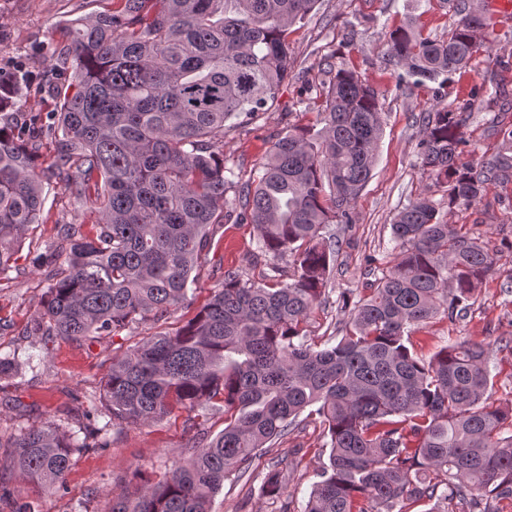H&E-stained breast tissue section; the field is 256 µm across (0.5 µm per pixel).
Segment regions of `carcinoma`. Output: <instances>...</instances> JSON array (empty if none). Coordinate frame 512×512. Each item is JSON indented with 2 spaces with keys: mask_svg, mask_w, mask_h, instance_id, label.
I'll list each match as a JSON object with an SVG mask.
<instances>
[{
  "mask_svg": "<svg viewBox=\"0 0 512 512\" xmlns=\"http://www.w3.org/2000/svg\"><path fill=\"white\" fill-rule=\"evenodd\" d=\"M317 3L113 0L112 10L65 25L57 64L40 75L56 90L55 111H9L23 77L0 79V275L16 269L22 241L43 223V177L98 212L89 232L56 225L39 256L53 283L23 335L81 344L160 321L187 302L230 191L258 251L292 268L264 284L225 271L186 323L112 355L99 401L76 397V411H66L78 432L52 422L14 438L13 466L42 489L65 488L73 455L106 447L111 429L220 402L221 432L198 431L189 457L157 481L133 471L107 512H211L224 478L245 473L305 411L320 419L330 454L304 512L512 498V434L503 435L512 408L490 402L486 344L463 339L428 362L411 350L415 330L439 314L463 318L497 273L487 244L445 222L431 190L395 214L390 265L357 301L342 296V336L322 349L307 340L336 262L338 244L323 231L353 223L375 167L384 118L374 90L356 71L327 64L320 129L290 128L248 183L225 175V123L268 110L288 81V30ZM456 10L461 18L442 38L409 22L387 32L388 61L418 83L465 71L488 23L466 0ZM470 118L446 108L416 117L422 167L450 209L512 181V124L498 129L491 158L461 162ZM46 141L54 157L44 171L36 159ZM2 377H23L16 358L0 357ZM283 489L275 467L263 491Z\"/></svg>",
  "mask_w": 512,
  "mask_h": 512,
  "instance_id": "carcinoma-1",
  "label": "carcinoma"
}]
</instances>
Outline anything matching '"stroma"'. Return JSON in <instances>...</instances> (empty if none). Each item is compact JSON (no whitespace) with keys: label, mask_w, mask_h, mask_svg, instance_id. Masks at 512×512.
Instances as JSON below:
<instances>
[{"label":"stroma","mask_w":512,"mask_h":512,"mask_svg":"<svg viewBox=\"0 0 512 512\" xmlns=\"http://www.w3.org/2000/svg\"><path fill=\"white\" fill-rule=\"evenodd\" d=\"M110 6L111 0H0V70L23 68L29 73L19 90L17 111H53L54 99L40 87L36 72L49 65L65 22ZM407 20L423 35L435 38L446 35L458 16L442 0H318L314 11L291 29V69L272 109L245 124L230 120L224 129V166L232 171L234 181L243 183L290 127L315 125L326 63L355 70L378 93L385 127L373 176L355 202L354 224L330 227L341 247L322 303L306 325L307 335L318 343L336 335L342 325L341 294L361 291L368 282V258H375L380 268L391 259L394 215L430 184L418 156L422 127L413 122V114L436 105L471 112L463 135L480 156L492 155L498 148L493 122H512V15L490 17L484 45L467 73L445 83L418 84L404 77L401 68L388 64L384 32ZM226 210L209 254L211 264L202 269L189 306L171 311L157 324L146 322L82 346L59 338L46 343L23 335L22 330L39 312L50 285L48 269L33 264L26 254L18 270L0 278V355L14 352L23 359L32 353L45 360L44 370L27 383L0 380V487L9 491L0 498V512H11L16 496L38 500L42 512H105L113 493L133 470L161 478L184 460L197 429L212 435L223 429V413L197 417L191 425L183 410L150 425L124 428L113 433L109 447L75 453L66 486L57 492L29 484L13 468L9 450L21 430L63 420L73 396L97 392L113 352L192 317L224 270L239 268L247 278L265 281L270 263L253 256V226L237 223L234 203H227ZM75 214L88 224L94 220L92 214H78L62 183L45 182V222L36 232L35 247L46 248L54 239L56 223ZM446 220L466 225L473 236L492 246L511 242L512 182L489 184L479 205L453 208ZM498 265L500 274L481 285L466 317L451 323L437 316L416 330L411 340L418 357L425 360L462 337L488 343L492 398L507 407L512 406V296L503 293L502 285L512 274V255L502 254ZM327 441L319 422L299 417L295 430L256 459L249 472L225 479L212 512H303L315 473L328 459ZM281 461L290 464L286 489L282 497L272 499L264 494L263 485L269 469Z\"/></svg>","instance_id":"1"}]
</instances>
